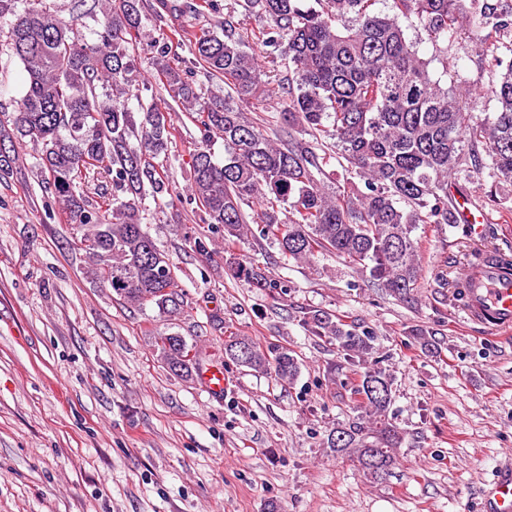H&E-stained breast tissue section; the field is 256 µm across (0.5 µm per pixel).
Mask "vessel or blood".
<instances>
[{
    "label": "vessel or blood",
    "instance_id": "obj_1",
    "mask_svg": "<svg viewBox=\"0 0 512 512\" xmlns=\"http://www.w3.org/2000/svg\"><path fill=\"white\" fill-rule=\"evenodd\" d=\"M459 306L466 321L496 333L512 328V272L502 261L488 259L466 267L461 276ZM208 394L224 395V370L206 367L201 373ZM483 512H512V461L500 464L481 492Z\"/></svg>",
    "mask_w": 512,
    "mask_h": 512
}]
</instances>
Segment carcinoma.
Segmentation results:
<instances>
[{
	"label": "carcinoma",
	"instance_id": "carcinoma-1",
	"mask_svg": "<svg viewBox=\"0 0 512 512\" xmlns=\"http://www.w3.org/2000/svg\"><path fill=\"white\" fill-rule=\"evenodd\" d=\"M376 0H245V10L271 20L258 41L285 46L288 99L282 124L267 134L224 99L198 104L191 71L161 49L154 60L172 98L195 108L202 146L189 170L190 199L203 226L185 242L202 255L219 234L227 245L249 237L269 240L289 261L309 263L331 253L366 274L367 282L413 305L421 279V224H458L452 175L485 171L492 187H512V3L471 0L469 34L482 60L501 69L488 89L496 110L485 117L430 78L399 24L415 16L448 70V39L456 32L463 0H393L394 14L372 9ZM17 0H0L10 14L8 38L27 73L10 128L0 124V178L18 161L16 143L38 148L44 188L58 202L78 242L73 247L87 278L112 289L118 300L151 305L174 320L183 313L171 261L141 223L144 201L172 195L156 160L173 144L169 108L156 101L130 108L126 90L139 81L133 55L141 26L139 0H112L96 37ZM196 62L224 80L241 102L253 98L261 72L232 16L224 36L193 35ZM224 141V163L214 161V140ZM343 159L340 169L331 160ZM334 185L326 191V184ZM258 207L248 224L244 207ZM236 275L258 285L261 268L237 257ZM305 331L336 342L343 358L361 366L351 388L356 415L330 430L327 447L356 458L363 476L381 480L397 459L404 436L389 418L392 378L372 360V333L358 332L322 310L300 316ZM184 337H160L161 361L184 377L200 354L184 358ZM241 367L292 381L300 363L286 347L263 348L244 336L224 344Z\"/></svg>",
	"mask_w": 512,
	"mask_h": 512
}]
</instances>
